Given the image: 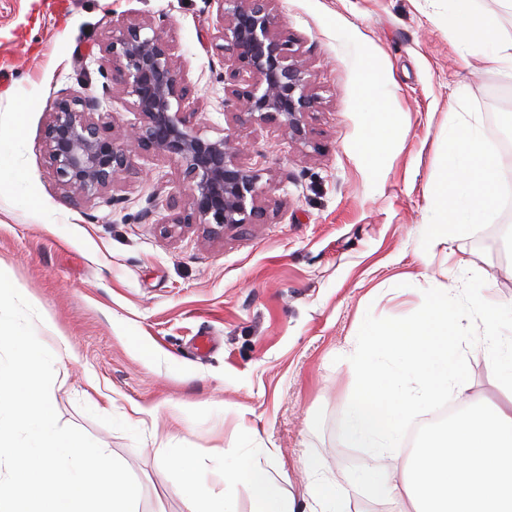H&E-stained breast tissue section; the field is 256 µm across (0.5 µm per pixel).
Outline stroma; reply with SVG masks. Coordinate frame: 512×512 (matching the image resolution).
<instances>
[{
    "instance_id": "1",
    "label": "stroma",
    "mask_w": 512,
    "mask_h": 512,
    "mask_svg": "<svg viewBox=\"0 0 512 512\" xmlns=\"http://www.w3.org/2000/svg\"><path fill=\"white\" fill-rule=\"evenodd\" d=\"M217 9L216 0H0V271L68 339L53 407L128 467L138 512H184L176 477L154 454L174 432L206 470L258 437L266 460L241 512H276L283 496L347 483L341 428L356 384L343 349L359 317L385 324L420 308L460 253L493 294L512 295L508 225H479L451 246L418 233L453 113H474L496 142L512 112L498 94L503 75L459 47L443 0H277L278 30L306 58L322 102L306 146L225 109L224 57L205 38ZM123 15L173 45L203 136L237 138L260 175L264 223L214 240L194 228L166 236L182 180L144 151L104 193L67 198L42 147L51 103L97 98L125 139L139 123L104 52ZM376 85L390 91L387 111L367 109ZM459 332L474 392L499 402L480 321L462 319ZM134 404L156 410L138 431L121 422ZM173 405L189 427H177Z\"/></svg>"
}]
</instances>
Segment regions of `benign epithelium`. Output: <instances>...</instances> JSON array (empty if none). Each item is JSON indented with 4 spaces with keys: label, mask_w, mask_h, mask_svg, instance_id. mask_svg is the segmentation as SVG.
I'll return each instance as SVG.
<instances>
[{
    "label": "benign epithelium",
    "mask_w": 512,
    "mask_h": 512,
    "mask_svg": "<svg viewBox=\"0 0 512 512\" xmlns=\"http://www.w3.org/2000/svg\"><path fill=\"white\" fill-rule=\"evenodd\" d=\"M215 32L208 34L227 56L224 107L242 123L273 124L298 145L311 143L320 110L306 61L277 32V0H217ZM112 87L133 99L137 136L126 143L112 124L95 118L94 97L65 95L49 110L43 148L63 190L81 203L105 192L114 176L133 167L139 151L160 154L180 171L186 203L172 198L177 214L168 235L196 227L208 238L243 224H260L259 174L241 162L231 137L210 140L193 122L192 87L177 66L173 47L152 24L127 16L112 21L105 46Z\"/></svg>",
    "instance_id": "obj_1"
}]
</instances>
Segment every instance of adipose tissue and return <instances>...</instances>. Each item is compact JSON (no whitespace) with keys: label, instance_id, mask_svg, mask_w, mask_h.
I'll use <instances>...</instances> for the list:
<instances>
[{"label":"adipose tissue","instance_id":"ef3b65f1","mask_svg":"<svg viewBox=\"0 0 512 512\" xmlns=\"http://www.w3.org/2000/svg\"><path fill=\"white\" fill-rule=\"evenodd\" d=\"M445 2L457 42L506 75L501 92L512 99V34L501 32L481 0ZM445 147L455 180L432 186L420 232L450 244L490 219L512 222V178L503 169L512 122L495 145L479 119L453 117ZM487 291L476 263L463 257L447 282L432 284L417 311L384 326L362 321L344 351L357 392L343 441L366 449L370 459L356 466L352 483L310 491L302 505L287 496L278 512H347L362 492L400 512H512V297L492 300ZM464 316L479 319L490 338L485 357L503 404L485 406L470 391L467 348L458 333ZM155 455L176 475L186 512H240L241 495L261 468L249 444L225 456L218 480L177 441Z\"/></svg>","mask_w":512,"mask_h":512}]
</instances>
